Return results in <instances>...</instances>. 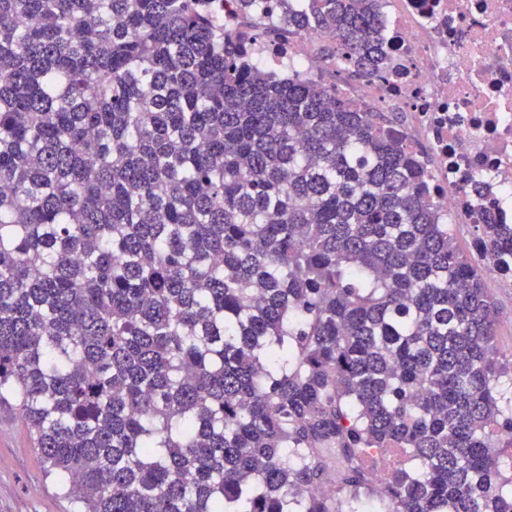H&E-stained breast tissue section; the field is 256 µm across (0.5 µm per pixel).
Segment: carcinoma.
Returning a JSON list of instances; mask_svg holds the SVG:
<instances>
[{"label":"carcinoma","mask_w":512,"mask_h":512,"mask_svg":"<svg viewBox=\"0 0 512 512\" xmlns=\"http://www.w3.org/2000/svg\"><path fill=\"white\" fill-rule=\"evenodd\" d=\"M276 4L388 64L383 0ZM251 52L205 0H0V403L78 512H512V367L426 166Z\"/></svg>","instance_id":"obj_1"}]
</instances>
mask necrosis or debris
<instances>
[{"label": "necrosis or debris", "mask_w": 512, "mask_h": 512, "mask_svg": "<svg viewBox=\"0 0 512 512\" xmlns=\"http://www.w3.org/2000/svg\"><path fill=\"white\" fill-rule=\"evenodd\" d=\"M269 0L246 12L219 0L228 29L253 33L254 51L278 64L321 66L322 34L289 38L268 22ZM384 39L392 69L350 88L335 59L336 94L367 111L403 112L406 146L429 171L428 191L452 223H475L493 210L512 223V0H387Z\"/></svg>", "instance_id": "4bbe7bcc"}]
</instances>
